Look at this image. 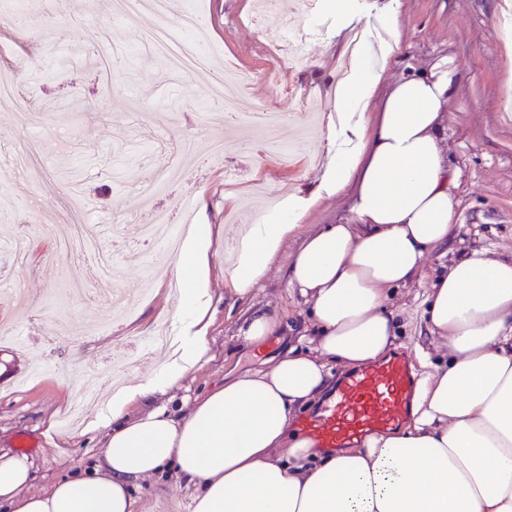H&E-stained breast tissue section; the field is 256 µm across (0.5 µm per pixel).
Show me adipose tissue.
<instances>
[{"instance_id": "1", "label": "adipose tissue", "mask_w": 512, "mask_h": 512, "mask_svg": "<svg viewBox=\"0 0 512 512\" xmlns=\"http://www.w3.org/2000/svg\"><path fill=\"white\" fill-rule=\"evenodd\" d=\"M460 78L455 67L408 71L376 107L381 75L353 68L334 103L341 121L328 129L315 191L244 225L224 269L241 298L310 208L353 192L351 220L306 235L288 263V286L311 317L300 347L210 388L185 413L160 404L206 353L217 229L202 225L173 268L186 283L172 312L183 330L177 357L114 395L109 417L94 425L104 441L93 471L31 493L28 457L0 455V512H136L132 489L169 467L194 489L188 512H512V255L471 249L424 290L421 317L448 362L417 351L423 373L411 424L323 454L290 429L326 392L332 367H363L390 352L391 290L418 281L427 255L454 233L458 173L442 138Z\"/></svg>"}]
</instances>
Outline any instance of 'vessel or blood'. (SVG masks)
<instances>
[{"instance_id":"1","label":"vessel or blood","mask_w":512,"mask_h":512,"mask_svg":"<svg viewBox=\"0 0 512 512\" xmlns=\"http://www.w3.org/2000/svg\"><path fill=\"white\" fill-rule=\"evenodd\" d=\"M415 394L414 365L400 352L351 372L333 399L318 413L299 418L297 426L318 447L339 448L409 422Z\"/></svg>"}]
</instances>
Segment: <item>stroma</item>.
Wrapping results in <instances>:
<instances>
[{
  "instance_id": "35a3bbf8",
  "label": "stroma",
  "mask_w": 512,
  "mask_h": 512,
  "mask_svg": "<svg viewBox=\"0 0 512 512\" xmlns=\"http://www.w3.org/2000/svg\"><path fill=\"white\" fill-rule=\"evenodd\" d=\"M201 2L208 17L211 44L233 56L253 76L250 86L229 97L223 111L210 112L208 135L196 143L198 159L208 154L213 137L238 136V148L210 159V167L191 170L167 191L154 193L176 164L174 151L189 137L197 114L209 100L207 72L185 76L168 71L144 46L136 18L113 22L110 44L128 53L134 81L121 71L105 75L98 61L85 53L102 52L98 13L91 0H32L16 12L12 0H0V70H11L21 109L0 103V159L13 161L18 141L37 146L47 125L58 122L59 105L76 99L99 100L105 82L117 94L107 109H87L81 133L67 154L29 162L18 174L0 169V183L18 208L19 221L0 223V240L28 235L33 257L18 268L0 250V282H19L25 296L16 304L0 296V316L21 325L30 350L0 343V450L27 455L33 464L31 491L94 466L102 437L88 432L95 418L109 412L113 392L101 388L93 406L74 427H63L61 413L80 401L79 391L66 387L73 356L83 364L118 359L132 339L171 325L179 301L171 277L157 280L144 294L150 262L149 245L140 226L150 219L152 205L191 204L196 224H220L227 233L212 241L215 268H223L224 241L242 225L272 213L273 199L291 193L310 194L322 174L319 159L327 154L325 135L338 123L334 108L336 74L347 61V33L373 25L391 0H356L352 11L337 13L333 0H319L308 15H297L290 36H283L278 13L289 0H275L276 9L254 25L251 0H175L182 11ZM512 0H401L399 38L388 64L373 48V67H385L391 83L411 67L458 66L461 81L448 107L444 145L459 173L455 211L459 230L447 248L426 260L420 282L395 289L391 305L397 313V334L405 353L427 344L419 317V297L463 252L482 246L512 253V103L502 96L512 89V47L503 31L505 5ZM265 106L282 115L283 154L266 145L273 134L263 123L234 132L231 114ZM235 166V185L224 183L225 165ZM351 199L342 193L312 207L300 236L288 239L260 286L238 299L224 284L212 280L214 322L200 365L173 390L172 411L187 410L192 400L223 383L230 373L270 366L297 343L307 323L306 307L287 285L285 272L301 235L323 224L349 220ZM91 224L104 245L114 246L119 285L133 302L132 310L113 311L108 301L89 299L78 286L87 279L88 259L74 253L54 257L55 238L68 235L74 224ZM279 321L261 344L240 345L237 334L257 313ZM190 489L163 473L140 480L134 491L137 512H188Z\"/></svg>"
}]
</instances>
